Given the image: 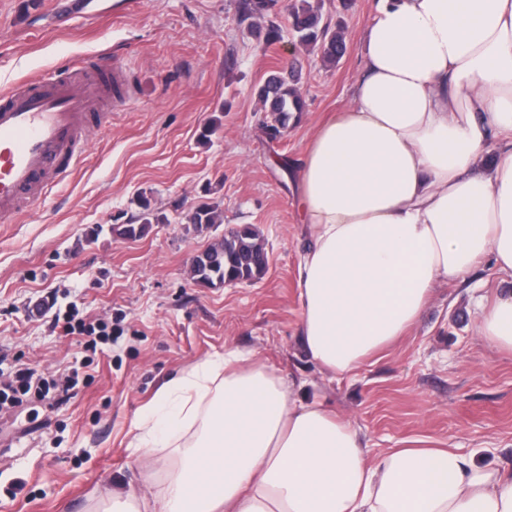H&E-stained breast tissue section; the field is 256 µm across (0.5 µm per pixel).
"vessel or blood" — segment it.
I'll use <instances>...</instances> for the list:
<instances>
[{
    "instance_id": "b4317fda",
    "label": "vessel or blood",
    "mask_w": 512,
    "mask_h": 512,
    "mask_svg": "<svg viewBox=\"0 0 512 512\" xmlns=\"http://www.w3.org/2000/svg\"><path fill=\"white\" fill-rule=\"evenodd\" d=\"M119 84L97 56L48 68L0 91V221L12 222L79 167L88 137L112 127L103 106Z\"/></svg>"
}]
</instances>
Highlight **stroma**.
I'll use <instances>...</instances> for the list:
<instances>
[{
	"instance_id": "stroma-1",
	"label": "stroma",
	"mask_w": 512,
	"mask_h": 512,
	"mask_svg": "<svg viewBox=\"0 0 512 512\" xmlns=\"http://www.w3.org/2000/svg\"><path fill=\"white\" fill-rule=\"evenodd\" d=\"M341 20L347 51L334 65L289 33L263 49L239 20L238 0H137L133 11L55 30L52 0H0V89L87 55L116 61L130 97L112 131L91 136L78 170L33 212L0 223V369L15 360L45 376L84 366L88 386L65 409L0 415V512H103L105 488L161 492L179 462L172 448L141 455L134 420L160 387L234 346L351 420L370 453L419 445L459 449L512 468V353L476 333L512 278L483 261L465 281L437 284L420 321L389 348L341 376L314 363L297 334L298 268L308 243L287 158L297 164L319 125L350 104L374 0H316ZM298 64L307 110L278 141L262 135L256 88ZM222 221H187L199 201ZM168 221L136 237L140 202ZM254 225L269 268L256 283L208 288L187 274L194 255L227 229ZM112 327L88 354L35 317L47 296Z\"/></svg>"
}]
</instances>
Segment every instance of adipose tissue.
I'll return each mask as SVG.
<instances>
[{
    "instance_id": "adipose-tissue-1",
    "label": "adipose tissue",
    "mask_w": 512,
    "mask_h": 512,
    "mask_svg": "<svg viewBox=\"0 0 512 512\" xmlns=\"http://www.w3.org/2000/svg\"><path fill=\"white\" fill-rule=\"evenodd\" d=\"M361 56L296 169L298 334L337 374L413 328L437 283L488 258L512 276V0H377ZM478 333L512 352V293ZM180 427L160 498L116 491L112 512H512V475L454 448L369 457L350 422L237 348L168 382L129 446Z\"/></svg>"
}]
</instances>
